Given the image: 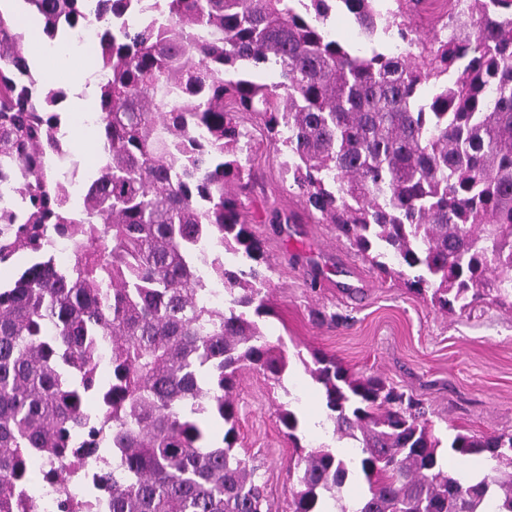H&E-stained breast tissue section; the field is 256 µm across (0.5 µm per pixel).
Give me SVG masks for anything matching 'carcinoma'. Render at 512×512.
Listing matches in <instances>:
<instances>
[{
    "instance_id": "1",
    "label": "carcinoma",
    "mask_w": 512,
    "mask_h": 512,
    "mask_svg": "<svg viewBox=\"0 0 512 512\" xmlns=\"http://www.w3.org/2000/svg\"><path fill=\"white\" fill-rule=\"evenodd\" d=\"M392 2L22 0L55 43L97 26L103 163L77 206L49 160L64 93L36 78L19 18L0 8V263L35 254L0 287V512H38L33 458L62 461L46 479L64 488L69 459L100 453L112 468L87 495L102 512H267L235 448L233 392L241 370L278 381L288 363L255 321L270 313V265L242 218L245 112L262 118L303 210L379 273L447 313L512 308V0H448L426 33L409 0ZM336 11L369 43L396 29V51L331 38ZM262 66L279 81L257 82ZM312 359L351 452L304 449L281 404L296 448L289 512H512V433L454 436L457 455L488 462L465 484L422 403ZM211 419L227 426L219 439ZM358 468L368 491L350 497Z\"/></svg>"
}]
</instances>
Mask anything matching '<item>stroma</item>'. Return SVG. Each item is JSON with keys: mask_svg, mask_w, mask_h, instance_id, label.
Wrapping results in <instances>:
<instances>
[{"mask_svg": "<svg viewBox=\"0 0 512 512\" xmlns=\"http://www.w3.org/2000/svg\"><path fill=\"white\" fill-rule=\"evenodd\" d=\"M44 46V37L34 36L28 54L39 79L67 93L58 110L68 146L85 159L81 176L87 181L100 160L82 140L84 125L72 101L77 78L93 66L75 56L58 63ZM244 125L251 135L246 162L253 174L242 196L244 215L271 264L273 312L261 324L290 361L281 380L245 369L236 385V446L258 461L270 512H288V462L294 453L278 419L279 405L297 398L301 445L338 444L322 391L299 362L313 350L421 399L441 437L460 430L512 433V310L484 301L451 315L405 281L380 278L333 225L307 218L260 119L245 116ZM275 210L294 214V223H272Z\"/></svg>", "mask_w": 512, "mask_h": 512, "instance_id": "stroma-1", "label": "stroma"}]
</instances>
